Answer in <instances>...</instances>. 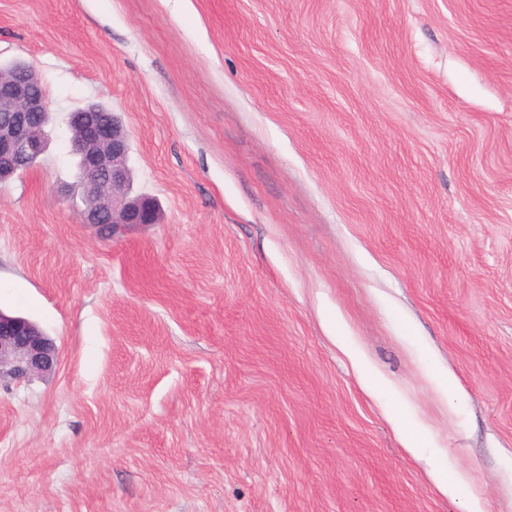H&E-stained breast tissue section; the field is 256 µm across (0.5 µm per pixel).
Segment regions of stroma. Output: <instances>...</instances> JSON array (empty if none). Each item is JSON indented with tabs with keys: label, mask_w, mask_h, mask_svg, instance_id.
Wrapping results in <instances>:
<instances>
[{
	"label": "stroma",
	"mask_w": 512,
	"mask_h": 512,
	"mask_svg": "<svg viewBox=\"0 0 512 512\" xmlns=\"http://www.w3.org/2000/svg\"><path fill=\"white\" fill-rule=\"evenodd\" d=\"M15 59L52 122L0 311L59 363L0 380V512H512V0H0ZM92 102L161 208L109 240ZM102 112L112 120H105ZM68 128L75 133L72 152L82 174V223L100 232L109 228L112 235L104 233V239L158 223L156 202L148 196L131 197L128 191V135L115 113L90 103L70 112Z\"/></svg>",
	"instance_id": "obj_1"
}]
</instances>
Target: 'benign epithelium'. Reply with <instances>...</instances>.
I'll return each mask as SVG.
<instances>
[{
    "label": "benign epithelium",
    "mask_w": 512,
    "mask_h": 512,
    "mask_svg": "<svg viewBox=\"0 0 512 512\" xmlns=\"http://www.w3.org/2000/svg\"><path fill=\"white\" fill-rule=\"evenodd\" d=\"M48 112L46 91L30 63L0 69V181L37 165L48 147L41 120ZM68 128L75 133L72 152L81 170L82 223L113 235L158 223L156 202L128 191V135L117 116L107 121L103 109L90 103L69 114ZM58 362L59 349L43 331L0 312V379L49 373Z\"/></svg>",
    "instance_id": "1"
}]
</instances>
